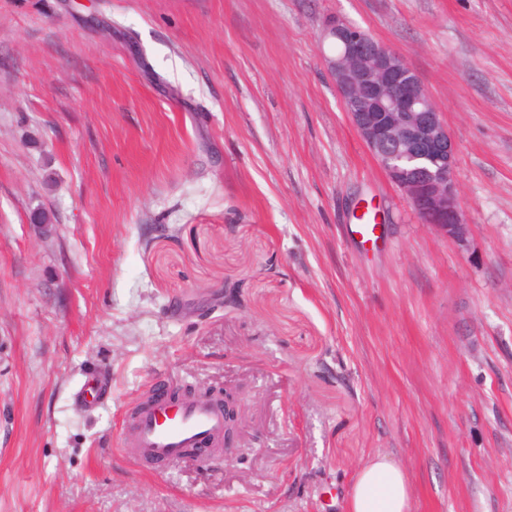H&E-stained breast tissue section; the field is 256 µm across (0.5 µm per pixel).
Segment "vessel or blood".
I'll return each mask as SVG.
<instances>
[{
  "instance_id": "b4317fda",
  "label": "vessel or blood",
  "mask_w": 512,
  "mask_h": 512,
  "mask_svg": "<svg viewBox=\"0 0 512 512\" xmlns=\"http://www.w3.org/2000/svg\"><path fill=\"white\" fill-rule=\"evenodd\" d=\"M224 443V410L215 400L182 396L146 399L134 409L120 445L137 463L175 461L193 448Z\"/></svg>"
}]
</instances>
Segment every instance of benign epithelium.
<instances>
[{
	"label": "benign epithelium",
	"mask_w": 512,
	"mask_h": 512,
	"mask_svg": "<svg viewBox=\"0 0 512 512\" xmlns=\"http://www.w3.org/2000/svg\"><path fill=\"white\" fill-rule=\"evenodd\" d=\"M325 37L338 50L326 57L338 95L362 141L425 222L455 239L467 233L453 178L455 143L419 77L402 56L339 19ZM224 398L227 431L239 430L236 397Z\"/></svg>",
	"instance_id": "7a95c632"
}]
</instances>
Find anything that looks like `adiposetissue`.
<instances>
[{"label": "adipose tissue", "mask_w": 512, "mask_h": 512, "mask_svg": "<svg viewBox=\"0 0 512 512\" xmlns=\"http://www.w3.org/2000/svg\"><path fill=\"white\" fill-rule=\"evenodd\" d=\"M409 509L405 471L380 456L359 469L344 506V512H409Z\"/></svg>", "instance_id": "adipose-tissue-1"}]
</instances>
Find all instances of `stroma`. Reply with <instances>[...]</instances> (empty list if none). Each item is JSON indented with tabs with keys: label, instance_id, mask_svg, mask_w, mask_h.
Masks as SVG:
<instances>
[{
	"label": "stroma",
	"instance_id": "35a3bbf8",
	"mask_svg": "<svg viewBox=\"0 0 512 512\" xmlns=\"http://www.w3.org/2000/svg\"><path fill=\"white\" fill-rule=\"evenodd\" d=\"M337 18L441 112L463 240L352 126ZM160 384L234 389L237 448L134 464ZM377 454L410 512H512V0H0V512H343Z\"/></svg>",
	"mask_w": 512,
	"mask_h": 512
}]
</instances>
